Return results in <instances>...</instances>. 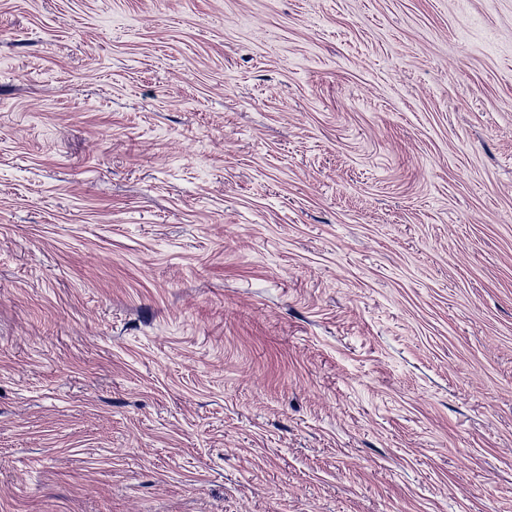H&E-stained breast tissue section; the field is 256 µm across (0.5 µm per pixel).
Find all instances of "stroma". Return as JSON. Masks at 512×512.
I'll return each instance as SVG.
<instances>
[{"instance_id": "1", "label": "stroma", "mask_w": 512, "mask_h": 512, "mask_svg": "<svg viewBox=\"0 0 512 512\" xmlns=\"http://www.w3.org/2000/svg\"><path fill=\"white\" fill-rule=\"evenodd\" d=\"M0 512H512V0H0Z\"/></svg>"}]
</instances>
